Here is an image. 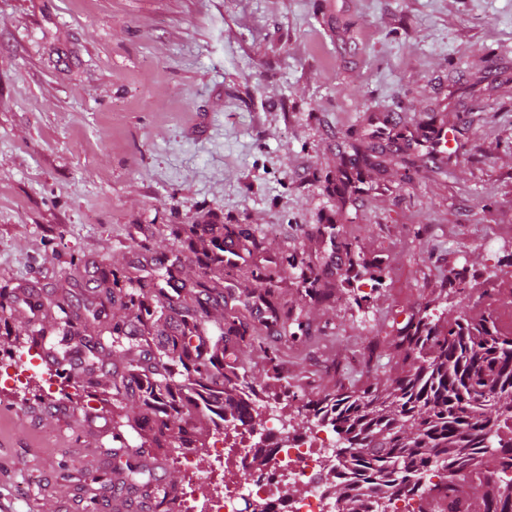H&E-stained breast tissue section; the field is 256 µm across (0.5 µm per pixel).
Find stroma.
<instances>
[{"instance_id": "35a3bbf8", "label": "stroma", "mask_w": 512, "mask_h": 512, "mask_svg": "<svg viewBox=\"0 0 512 512\" xmlns=\"http://www.w3.org/2000/svg\"><path fill=\"white\" fill-rule=\"evenodd\" d=\"M509 82L512 0H0V364L22 374L0 388V512H82L103 474L122 512L151 495L115 490L138 455L185 488L177 432L123 425L122 350L67 380L26 368L169 278L178 301L212 290L190 347L223 340L258 414L291 428L314 424L307 401L408 370L396 341L418 323L512 330ZM442 125L436 158L418 142ZM357 141L387 167L353 166ZM203 222L219 230L190 248L169 233ZM228 242L243 258L214 276ZM269 293L287 331H230Z\"/></svg>"}]
</instances>
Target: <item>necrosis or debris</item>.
<instances>
[{
  "mask_svg": "<svg viewBox=\"0 0 512 512\" xmlns=\"http://www.w3.org/2000/svg\"><path fill=\"white\" fill-rule=\"evenodd\" d=\"M336 442L325 425L290 430L265 420L260 431L228 424L209 450L211 465L199 473L195 458L179 457L187 483L186 512H330L328 486L336 468L330 450ZM266 463L251 467L254 453ZM296 496L284 499V483Z\"/></svg>",
  "mask_w": 512,
  "mask_h": 512,
  "instance_id": "obj_1",
  "label": "necrosis or debris"
}]
</instances>
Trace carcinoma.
<instances>
[{
  "label": "carcinoma",
  "mask_w": 512,
  "mask_h": 512,
  "mask_svg": "<svg viewBox=\"0 0 512 512\" xmlns=\"http://www.w3.org/2000/svg\"><path fill=\"white\" fill-rule=\"evenodd\" d=\"M169 301L161 289L129 299L150 330ZM190 327L186 320L180 334L159 342L157 367L129 363L139 391L133 421H153L158 434L198 411L199 400H214L226 421L249 415V397L234 367L222 372L224 387H215V370L224 359L192 354L181 337ZM109 334L110 348L136 347L123 324ZM399 346L404 360L412 361L407 374L373 383L360 395L327 394L310 406L342 444L336 457L343 473L334 476L331 495L343 512H374L375 497L414 491L421 475L434 471L441 482L430 499L446 495L463 512H512V479L487 481L483 471L491 459L497 473L512 472V439L499 438V430L512 423V331L492 320L474 325L463 318L446 332L421 324ZM156 490L158 512H174L166 485L158 480Z\"/></svg>",
  "instance_id": "1"
}]
</instances>
